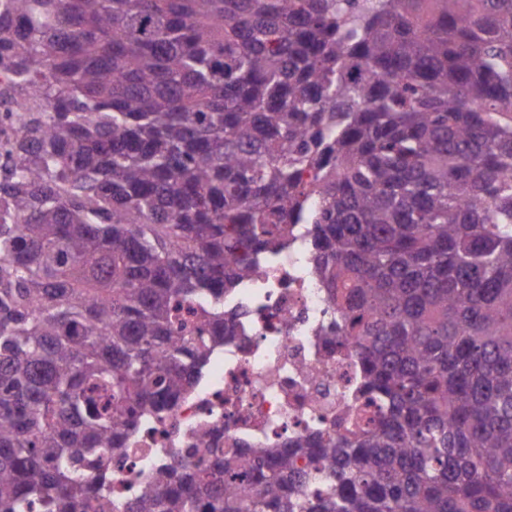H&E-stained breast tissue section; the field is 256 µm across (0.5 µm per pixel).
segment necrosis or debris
<instances>
[{
    "mask_svg": "<svg viewBox=\"0 0 512 512\" xmlns=\"http://www.w3.org/2000/svg\"><path fill=\"white\" fill-rule=\"evenodd\" d=\"M303 225L268 255L258 274L224 299L236 333L215 349L193 391L161 416L143 418L109 473L118 497L154 482L170 456L208 438L212 447L278 448L334 431L360 377L352 345L329 350L322 331L337 320L307 260Z\"/></svg>",
    "mask_w": 512,
    "mask_h": 512,
    "instance_id": "4bbe7bcc",
    "label": "necrosis or debris"
}]
</instances>
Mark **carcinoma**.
I'll return each instance as SVG.
<instances>
[{
  "label": "carcinoma",
  "instance_id": "obj_1",
  "mask_svg": "<svg viewBox=\"0 0 512 512\" xmlns=\"http://www.w3.org/2000/svg\"><path fill=\"white\" fill-rule=\"evenodd\" d=\"M2 104L0 512L113 498L297 224L355 404L112 512H512V0H0Z\"/></svg>",
  "mask_w": 512,
  "mask_h": 512
}]
</instances>
